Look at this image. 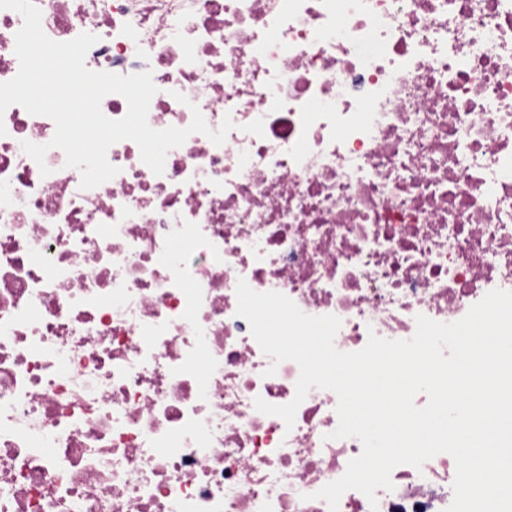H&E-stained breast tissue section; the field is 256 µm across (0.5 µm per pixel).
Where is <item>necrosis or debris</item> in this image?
<instances>
[{
  "label": "necrosis or debris",
  "instance_id": "necrosis-or-debris-1",
  "mask_svg": "<svg viewBox=\"0 0 512 512\" xmlns=\"http://www.w3.org/2000/svg\"><path fill=\"white\" fill-rule=\"evenodd\" d=\"M34 3L52 40L97 35L88 69L152 70V128H236L160 176L117 142L84 189L50 118L0 117V512H329L361 443L330 390L290 428L256 409L300 370L267 375L237 282L337 316L343 352L512 291V0ZM22 24L0 9V83ZM455 472L397 466L338 512H445Z\"/></svg>",
  "mask_w": 512,
  "mask_h": 512
}]
</instances>
